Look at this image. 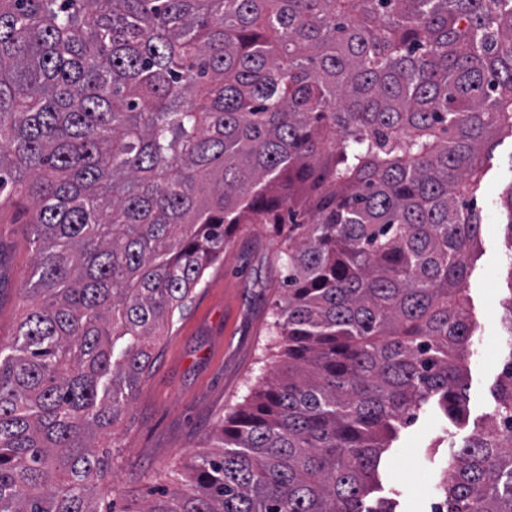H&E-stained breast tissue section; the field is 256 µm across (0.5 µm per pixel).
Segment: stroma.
Masks as SVG:
<instances>
[{"label":"stroma","instance_id":"obj_1","mask_svg":"<svg viewBox=\"0 0 512 512\" xmlns=\"http://www.w3.org/2000/svg\"><path fill=\"white\" fill-rule=\"evenodd\" d=\"M512 185V139H500L487 165L477 207L483 217L478 257L468 278L470 311L485 348L468 362L465 422H447L437 406H424L401 429L384 456L381 496L399 512H431L435 487L451 450L484 423L492 392L512 346L495 345L500 301L512 292L503 263L512 252L501 194ZM29 216L0 212V345L10 344L26 307L20 289L33 253ZM280 240L264 224H246L222 260L209 268L168 335L157 340L148 375L134 402L112 429V460L98 493L118 512H141L203 450L210 432L277 364L269 331L271 308L285 270Z\"/></svg>","mask_w":512,"mask_h":512}]
</instances>
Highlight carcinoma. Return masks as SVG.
Segmentation results:
<instances>
[{
	"label": "carcinoma",
	"instance_id": "obj_1",
	"mask_svg": "<svg viewBox=\"0 0 512 512\" xmlns=\"http://www.w3.org/2000/svg\"><path fill=\"white\" fill-rule=\"evenodd\" d=\"M512 137V0H0V512H100L99 438L243 224L288 247L284 369L143 512H396L383 454L466 414L476 193ZM439 512H512V352ZM29 215L14 208L0 214V345L10 344L26 306L20 288L28 279L33 253L28 245Z\"/></svg>",
	"mask_w": 512,
	"mask_h": 512
}]
</instances>
